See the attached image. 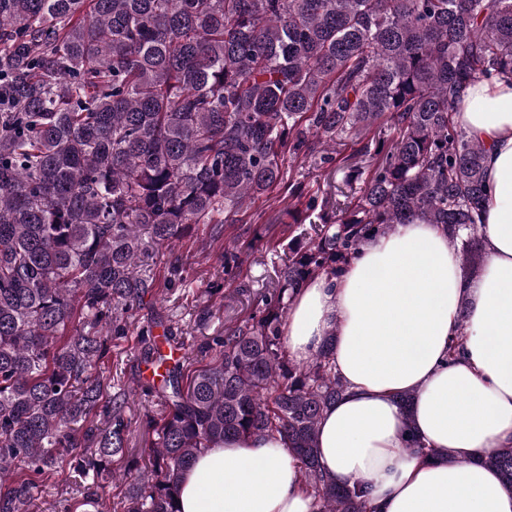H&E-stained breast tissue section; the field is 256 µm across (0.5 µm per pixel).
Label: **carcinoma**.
<instances>
[{
	"instance_id": "cac0c4a2",
	"label": "carcinoma",
	"mask_w": 512,
	"mask_h": 512,
	"mask_svg": "<svg viewBox=\"0 0 512 512\" xmlns=\"http://www.w3.org/2000/svg\"><path fill=\"white\" fill-rule=\"evenodd\" d=\"M512 82V0H0V512H33L61 473L87 483L125 453V392L97 371L136 331L162 411L142 421L113 512H179L180 477L226 438L283 437L316 512H368L367 490L323 475L321 418L345 391L336 331L308 360L283 343L294 290L339 277L362 242L423 221L477 271L491 186L486 147L454 118L463 87ZM384 120L387 129L367 133ZM358 145L337 160L336 145ZM336 164L343 187L305 193L288 159ZM363 180V187L354 183ZM294 224L255 311L168 365L146 257L194 226L221 234L260 199ZM406 451L442 456L414 434ZM480 463L512 491V446Z\"/></svg>"
}]
</instances>
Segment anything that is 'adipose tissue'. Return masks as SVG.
I'll return each mask as SVG.
<instances>
[{"label": "adipose tissue", "mask_w": 512, "mask_h": 512, "mask_svg": "<svg viewBox=\"0 0 512 512\" xmlns=\"http://www.w3.org/2000/svg\"><path fill=\"white\" fill-rule=\"evenodd\" d=\"M455 120L487 148L480 274L466 272L437 225L400 224L365 241L341 278L298 288L288 311L284 341L296 360L336 333L346 391L321 419L319 464L336 484H364L376 512H512V492L480 462L512 446V83L468 85ZM405 392L408 414L397 403ZM411 432L442 457L406 451ZM179 510L315 512V503L274 436L199 454Z\"/></svg>", "instance_id": "1"}]
</instances>
